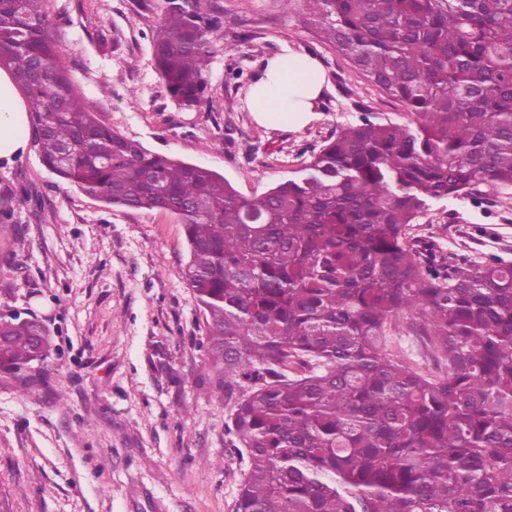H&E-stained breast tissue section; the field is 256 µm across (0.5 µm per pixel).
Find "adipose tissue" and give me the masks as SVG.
Segmentation results:
<instances>
[{
    "label": "adipose tissue",
    "instance_id": "1",
    "mask_svg": "<svg viewBox=\"0 0 512 512\" xmlns=\"http://www.w3.org/2000/svg\"><path fill=\"white\" fill-rule=\"evenodd\" d=\"M323 83L321 63L314 57L271 58L252 88V108L263 121L303 125ZM28 125V104L11 74L0 69V163H13L26 151Z\"/></svg>",
    "mask_w": 512,
    "mask_h": 512
}]
</instances>
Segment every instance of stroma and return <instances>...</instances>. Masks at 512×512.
Masks as SVG:
<instances>
[{"label":"stroma","instance_id":"obj_1","mask_svg":"<svg viewBox=\"0 0 512 512\" xmlns=\"http://www.w3.org/2000/svg\"><path fill=\"white\" fill-rule=\"evenodd\" d=\"M223 9L209 100L185 110L151 55L164 0H44L63 61L94 112L148 150L224 175L244 196L291 178L344 124L409 114L326 43L308 7L198 0ZM320 60L325 82L304 127L261 122L250 104L270 57ZM27 191L0 224V302L47 328V386L0 372V512H235L247 463L232 403L205 376V328L183 278L179 218L109 207L42 165L34 148L0 165V191ZM416 246L445 267L512 263V191L430 201ZM392 353L436 359L397 319Z\"/></svg>","mask_w":512,"mask_h":512}]
</instances>
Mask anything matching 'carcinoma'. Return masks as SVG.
<instances>
[{
	"label": "carcinoma",
	"mask_w": 512,
	"mask_h": 512,
	"mask_svg": "<svg viewBox=\"0 0 512 512\" xmlns=\"http://www.w3.org/2000/svg\"><path fill=\"white\" fill-rule=\"evenodd\" d=\"M413 120L344 125L242 196L150 152L77 93L44 0H0V62L64 182L184 228L206 366L249 468L235 512H512V265L441 271L412 230L431 200L512 187V0H283ZM152 31L181 107L207 102L220 16L166 0ZM412 315L444 373L387 352ZM43 324L0 305V372L45 382Z\"/></svg>",
	"instance_id": "carcinoma-1"
}]
</instances>
